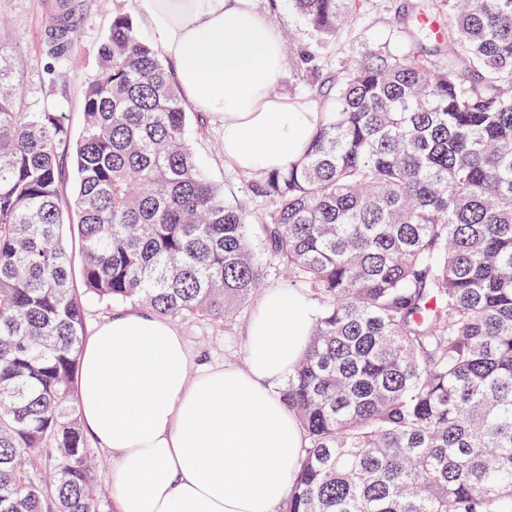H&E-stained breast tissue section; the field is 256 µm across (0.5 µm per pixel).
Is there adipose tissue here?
Here are the masks:
<instances>
[{
    "mask_svg": "<svg viewBox=\"0 0 512 512\" xmlns=\"http://www.w3.org/2000/svg\"><path fill=\"white\" fill-rule=\"evenodd\" d=\"M187 103L224 122V156L246 174L284 168L320 121L276 95L278 28L255 0H140ZM317 310L268 289L251 317L246 365L196 366L165 317L131 307L83 340L78 413L112 458L116 512H279L304 439L276 392Z\"/></svg>",
    "mask_w": 512,
    "mask_h": 512,
    "instance_id": "obj_1",
    "label": "adipose tissue"
}]
</instances>
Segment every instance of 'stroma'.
Wrapping results in <instances>:
<instances>
[{
  "instance_id": "35a3bbf8",
  "label": "stroma",
  "mask_w": 512,
  "mask_h": 512,
  "mask_svg": "<svg viewBox=\"0 0 512 512\" xmlns=\"http://www.w3.org/2000/svg\"><path fill=\"white\" fill-rule=\"evenodd\" d=\"M53 2L0 0V53L10 60L20 78L19 111L63 112L71 133L76 135L82 127L84 84L99 69L97 46L113 14L129 15L142 40L150 43L154 37L137 0H77L75 55L59 64L60 69L67 71V78H54L48 73L50 60L45 42V30L54 16L49 9ZM414 4L415 0H362L356 20L344 27L336 39L323 41L308 30L289 0H257L258 8L268 13L284 37L283 76L274 88L275 93L312 101L310 70L335 75L348 56L365 52L378 42L389 43L398 55L418 50V43L396 21L399 12ZM189 137L197 164L213 183L223 187L225 199L241 205L250 224L261 223L268 203L254 191V177L242 175L225 159L221 120L212 116L202 120L191 118ZM257 308V303H250L224 323L178 318L174 324L200 362L241 366L245 363V328Z\"/></svg>"
}]
</instances>
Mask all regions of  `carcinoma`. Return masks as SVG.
Masks as SVG:
<instances>
[{
    "label": "carcinoma",
    "instance_id": "cac0c4a2",
    "mask_svg": "<svg viewBox=\"0 0 512 512\" xmlns=\"http://www.w3.org/2000/svg\"><path fill=\"white\" fill-rule=\"evenodd\" d=\"M332 40L360 0H292ZM430 55L347 57L260 247L198 167L173 68L118 13L71 139L0 59V512H100L77 413L82 295L224 322L268 269L319 309L277 388L305 446L282 512H512V0H422ZM73 0L48 54L67 57ZM72 160L83 289L64 241Z\"/></svg>",
    "mask_w": 512,
    "mask_h": 512
}]
</instances>
